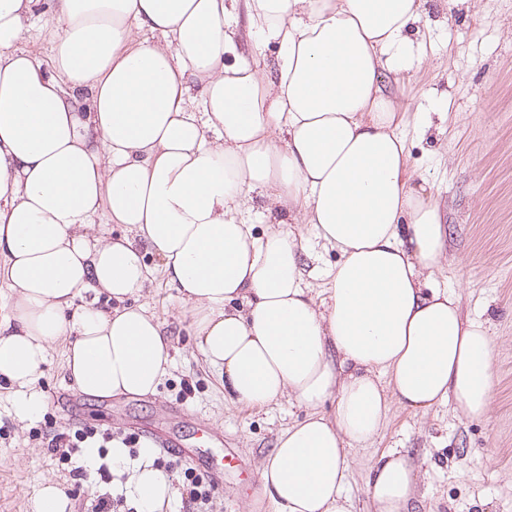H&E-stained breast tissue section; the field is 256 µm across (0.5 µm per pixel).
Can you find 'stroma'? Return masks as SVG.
<instances>
[{"label": "stroma", "instance_id": "1", "mask_svg": "<svg viewBox=\"0 0 512 512\" xmlns=\"http://www.w3.org/2000/svg\"><path fill=\"white\" fill-rule=\"evenodd\" d=\"M423 65L391 83L419 124L406 130L409 165L425 179L448 217V287L464 316L490 324L496 338L491 409L468 420L443 404L424 415L391 408L366 445L350 452L345 490L351 512H375L367 491L369 465L404 448L419 474V512H512V0H428ZM149 278L138 302L163 321L173 349L169 376L144 397L92 400L78 395L65 371L68 339L54 343L39 377L44 407L19 418L16 394L0 378V512H36L43 482L61 487L71 512H97L102 497H121L115 512L136 505L128 495L130 466L110 454L88 463L85 449L63 463L50 450L58 433L73 434L64 395H77L86 425L113 439L148 445L157 430L185 448L210 447L215 460L231 451L244 472H228L214 494L213 512H276L260 465L278 433L303 419L304 408L280 400L249 409L224 395L220 372L205 364L180 289L156 255H146ZM85 466L87 477L70 470Z\"/></svg>", "mask_w": 512, "mask_h": 512}]
</instances>
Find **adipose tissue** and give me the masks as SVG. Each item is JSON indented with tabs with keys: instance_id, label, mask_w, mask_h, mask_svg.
<instances>
[{
	"instance_id": "obj_1",
	"label": "adipose tissue",
	"mask_w": 512,
	"mask_h": 512,
	"mask_svg": "<svg viewBox=\"0 0 512 512\" xmlns=\"http://www.w3.org/2000/svg\"><path fill=\"white\" fill-rule=\"evenodd\" d=\"M279 43L275 71L239 56L237 16ZM47 22L50 65L24 47ZM427 0H0V378L17 414L48 349L94 398L155 393L169 340L133 299L145 252L190 306L197 348L224 392L308 411L263 461L278 512H350L348 455L391 406L490 411L495 338L438 283L449 230L415 181L407 111L383 89L425 61L409 38ZM160 34L136 40L132 25ZM262 200L274 218L243 215ZM125 234H95V220ZM339 258L305 269L297 226ZM89 291L109 307L80 305ZM334 400L332 414L320 411ZM140 512H164L171 477L134 467ZM377 512H415L416 472L398 449L372 465Z\"/></svg>"
}]
</instances>
